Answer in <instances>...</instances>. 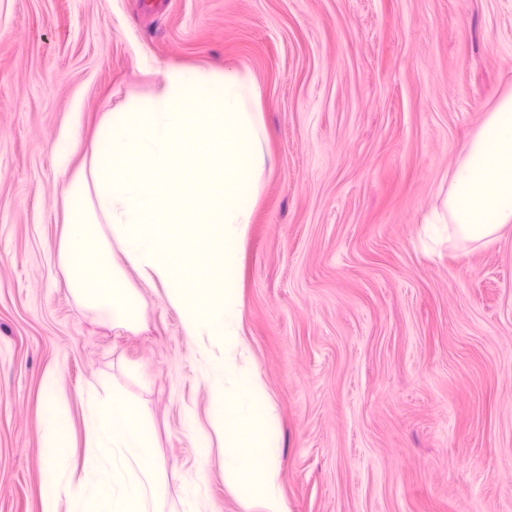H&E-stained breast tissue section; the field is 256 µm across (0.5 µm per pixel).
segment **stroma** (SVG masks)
Here are the masks:
<instances>
[{
  "mask_svg": "<svg viewBox=\"0 0 512 512\" xmlns=\"http://www.w3.org/2000/svg\"><path fill=\"white\" fill-rule=\"evenodd\" d=\"M169 66L248 70L270 171L240 249L239 334L279 417L290 512H512V231L422 238L462 146L512 90V0H0V512L84 468V397L145 404L169 508L245 512L207 425L204 349L162 284L137 331L96 321L58 263L62 184L105 112ZM69 399L43 434L42 378ZM42 384L46 395L44 406L46 448H61L60 436L68 421V400L65 394L58 390L57 373L54 370L44 373Z\"/></svg>",
  "mask_w": 512,
  "mask_h": 512,
  "instance_id": "obj_1",
  "label": "stroma"
}]
</instances>
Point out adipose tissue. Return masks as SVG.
<instances>
[{"label":"adipose tissue","instance_id":"1","mask_svg":"<svg viewBox=\"0 0 512 512\" xmlns=\"http://www.w3.org/2000/svg\"><path fill=\"white\" fill-rule=\"evenodd\" d=\"M439 193L442 203L428 221L443 229L449 243L488 246L512 227V92L486 114ZM42 384L44 440L55 449L68 420V400L55 371H46Z\"/></svg>","mask_w":512,"mask_h":512}]
</instances>
